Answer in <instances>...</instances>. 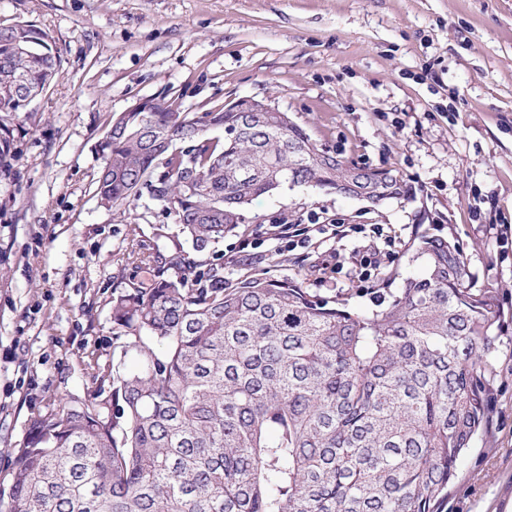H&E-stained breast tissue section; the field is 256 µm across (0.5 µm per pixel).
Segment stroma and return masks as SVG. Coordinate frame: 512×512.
Returning <instances> with one entry per match:
<instances>
[{
  "mask_svg": "<svg viewBox=\"0 0 512 512\" xmlns=\"http://www.w3.org/2000/svg\"><path fill=\"white\" fill-rule=\"evenodd\" d=\"M19 21L49 34L62 71L15 115L20 157L0 177L1 495L32 417L91 398L117 364L135 367L112 297L172 277L174 256L223 261L228 284L249 258L272 259L277 278L373 308L354 279L368 237L292 248L271 232L286 219L379 225L396 253L386 278L423 272L421 233L449 239L468 281L496 289L486 424L446 512H512V257H496L512 230V0H0V24ZM159 95L181 112L270 99L320 147L397 170L411 191L375 206L286 186L254 204L244 237L194 252L148 199L108 209L94 193L112 115Z\"/></svg>",
  "mask_w": 512,
  "mask_h": 512,
  "instance_id": "35a3bbf8",
  "label": "stroma"
}]
</instances>
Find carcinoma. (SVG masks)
Here are the masks:
<instances>
[{"instance_id": "1", "label": "carcinoma", "mask_w": 512, "mask_h": 512, "mask_svg": "<svg viewBox=\"0 0 512 512\" xmlns=\"http://www.w3.org/2000/svg\"><path fill=\"white\" fill-rule=\"evenodd\" d=\"M37 43L27 55L15 40ZM61 57L43 30L0 26V88L38 83ZM0 94V175L18 160ZM224 125L213 138L209 125ZM98 142L105 208L144 195L198 253L239 232L241 209L288 182L374 204L407 194L393 169L367 170L318 148L277 112L112 116ZM427 272L353 310L299 280L176 256L175 277L112 298V323L137 339V364L110 390L59 402L13 450L0 512H442L481 429L497 291L466 282L457 246L422 235Z\"/></svg>"}]
</instances>
